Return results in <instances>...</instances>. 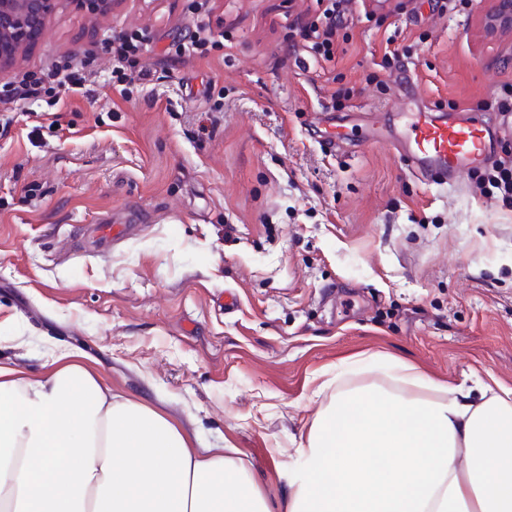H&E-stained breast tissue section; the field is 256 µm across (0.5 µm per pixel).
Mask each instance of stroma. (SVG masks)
Returning a JSON list of instances; mask_svg holds the SVG:
<instances>
[{
  "label": "stroma",
  "mask_w": 512,
  "mask_h": 512,
  "mask_svg": "<svg viewBox=\"0 0 512 512\" xmlns=\"http://www.w3.org/2000/svg\"><path fill=\"white\" fill-rule=\"evenodd\" d=\"M443 2L354 0L320 65L286 49L312 0H61L10 74L67 62L87 92L11 103L0 131V362L83 352L197 447L239 449L275 512L336 373L512 387V200L480 167L422 182L387 142L403 106L483 112L512 85L494 0ZM204 27L222 47L178 56ZM134 30L150 79L122 93L102 44Z\"/></svg>",
  "instance_id": "stroma-1"
}]
</instances>
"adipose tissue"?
<instances>
[{"label": "adipose tissue", "mask_w": 512, "mask_h": 512, "mask_svg": "<svg viewBox=\"0 0 512 512\" xmlns=\"http://www.w3.org/2000/svg\"><path fill=\"white\" fill-rule=\"evenodd\" d=\"M396 383L337 386L288 512H512V387ZM0 512L270 510L238 449L194 447L68 351L0 364Z\"/></svg>", "instance_id": "ef3b65f1"}]
</instances>
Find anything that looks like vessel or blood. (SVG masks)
<instances>
[{"mask_svg": "<svg viewBox=\"0 0 512 512\" xmlns=\"http://www.w3.org/2000/svg\"><path fill=\"white\" fill-rule=\"evenodd\" d=\"M496 142L495 122L488 114L444 120L422 110L411 113L407 129L391 140L422 178L439 184L481 164Z\"/></svg>", "mask_w": 512, "mask_h": 512, "instance_id": "obj_1", "label": "vessel or blood"}]
</instances>
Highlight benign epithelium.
<instances>
[{
    "label": "benign epithelium",
    "mask_w": 512,
    "mask_h": 512,
    "mask_svg": "<svg viewBox=\"0 0 512 512\" xmlns=\"http://www.w3.org/2000/svg\"><path fill=\"white\" fill-rule=\"evenodd\" d=\"M57 0H0V73L14 63L18 50L42 36ZM491 29L512 31V0H495Z\"/></svg>",
    "instance_id": "1"
}]
</instances>
